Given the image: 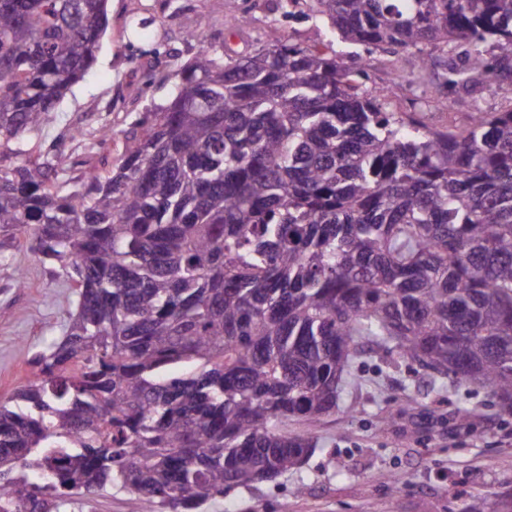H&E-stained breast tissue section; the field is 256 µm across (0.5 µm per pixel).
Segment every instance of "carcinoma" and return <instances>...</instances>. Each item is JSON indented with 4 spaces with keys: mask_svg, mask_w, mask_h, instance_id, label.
Segmentation results:
<instances>
[{
    "mask_svg": "<svg viewBox=\"0 0 512 512\" xmlns=\"http://www.w3.org/2000/svg\"><path fill=\"white\" fill-rule=\"evenodd\" d=\"M343 40L465 42L448 83L512 74V0H313ZM108 0H0V231L78 303L0 402V512L107 488L198 512L302 466L366 341L512 415V110L432 131L352 67L277 45L203 50L119 165L61 196L40 127L96 63Z\"/></svg>",
    "mask_w": 512,
    "mask_h": 512,
    "instance_id": "1",
    "label": "carcinoma"
}]
</instances>
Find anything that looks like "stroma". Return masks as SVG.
I'll list each match as a JSON object with an SVG mask.
<instances>
[{
	"instance_id": "35a3bbf8",
	"label": "stroma",
	"mask_w": 512,
	"mask_h": 512,
	"mask_svg": "<svg viewBox=\"0 0 512 512\" xmlns=\"http://www.w3.org/2000/svg\"><path fill=\"white\" fill-rule=\"evenodd\" d=\"M232 16L246 17V25L229 30ZM109 18L93 70L23 142L32 156H58L72 180L100 157L118 164L125 132L167 103L181 66L205 48L238 59L264 46H329L353 63L362 92L431 128L512 109V76L447 86L462 50L396 52L346 42L314 12L313 0H109ZM106 127L115 137L104 152L98 140ZM71 182L58 184L60 195L72 192ZM21 276L23 288L16 285ZM76 302L58 264L0 232V401L26 384L28 359L62 337ZM361 350L336 411L311 429L288 424L318 438L303 468L230 492L206 512H465L474 497L484 499L486 512H512V417L500 414L487 389L450 381L439 387L429 370L400 365L367 343ZM392 473L400 477L395 491Z\"/></svg>"
}]
</instances>
